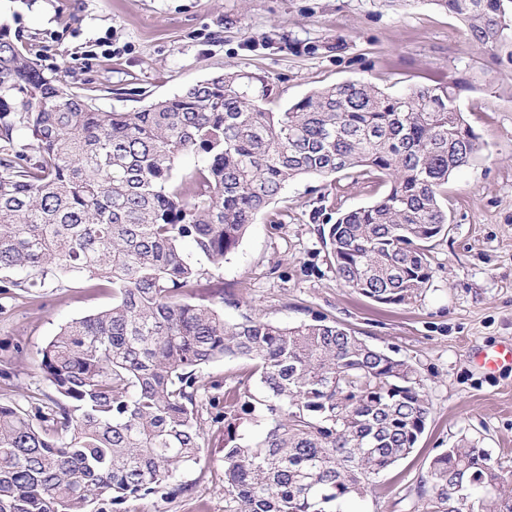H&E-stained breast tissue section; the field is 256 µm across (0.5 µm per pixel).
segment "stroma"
<instances>
[{
  "label": "stroma",
  "instance_id": "1",
  "mask_svg": "<svg viewBox=\"0 0 512 512\" xmlns=\"http://www.w3.org/2000/svg\"><path fill=\"white\" fill-rule=\"evenodd\" d=\"M0 21L41 68L101 110L131 112L217 72L247 75L280 112L315 88L364 80L389 93L461 81L459 105L479 136L474 160L446 187L450 230L429 243L433 277L414 306L382 305L345 288L320 231L385 185L358 172L286 185L224 261L196 257L234 294L229 323L261 310L293 325L320 315L373 347L412 362L432 403L414 452L382 473L359 512H413L431 459L460 437L512 465V364L477 358L512 340V68L469 40L448 12L419 0H0ZM112 304L111 290L64 277L43 297L0 300V402L30 407L48 392L41 351L72 320ZM242 360L199 371L201 460L179 476L175 499L129 502L130 512H224V428L213 402L241 378Z\"/></svg>",
  "mask_w": 512,
  "mask_h": 512
}]
</instances>
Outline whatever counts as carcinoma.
Masks as SVG:
<instances>
[{
    "mask_svg": "<svg viewBox=\"0 0 512 512\" xmlns=\"http://www.w3.org/2000/svg\"><path fill=\"white\" fill-rule=\"evenodd\" d=\"M512 64V0H431ZM460 84L388 94L360 80L266 108L217 73L133 112H104L46 74L0 23V295L69 276L112 287V307L66 325L41 352L52 394L0 403V512H127L188 490L199 461L197 373L242 359L224 392V512H352L406 459L431 415L418 370L322 318L224 321V288L197 296L288 184L349 170L388 178L368 206L321 231L347 288L385 305L421 300L426 243L448 230L443 189L479 150ZM187 153L202 165L175 180ZM262 411L266 430L240 426ZM416 512H512V466L467 437L436 455Z\"/></svg>",
    "mask_w": 512,
    "mask_h": 512,
    "instance_id": "cac0c4a2",
    "label": "carcinoma"
}]
</instances>
